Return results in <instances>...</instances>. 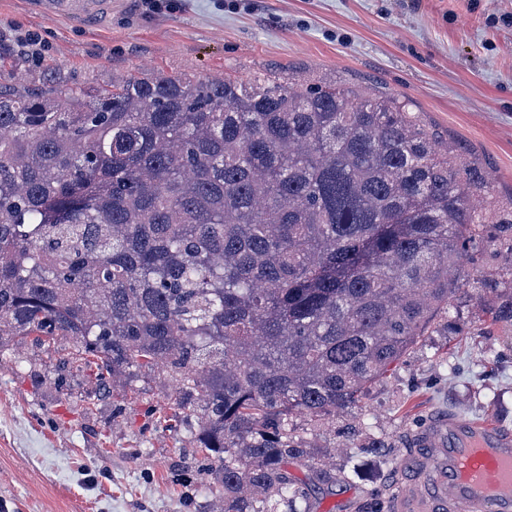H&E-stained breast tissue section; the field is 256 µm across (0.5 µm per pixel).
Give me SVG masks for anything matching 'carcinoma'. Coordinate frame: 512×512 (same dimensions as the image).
Wrapping results in <instances>:
<instances>
[{
    "instance_id": "1",
    "label": "carcinoma",
    "mask_w": 512,
    "mask_h": 512,
    "mask_svg": "<svg viewBox=\"0 0 512 512\" xmlns=\"http://www.w3.org/2000/svg\"><path fill=\"white\" fill-rule=\"evenodd\" d=\"M476 273L512 323V193L402 99L271 76L0 85V350L69 337L104 391L165 370L212 512H310L288 417L356 404L442 316L458 333Z\"/></svg>"
}]
</instances>
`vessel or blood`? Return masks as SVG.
Instances as JSON below:
<instances>
[{
  "label": "vessel or blood",
  "mask_w": 512,
  "mask_h": 512,
  "mask_svg": "<svg viewBox=\"0 0 512 512\" xmlns=\"http://www.w3.org/2000/svg\"><path fill=\"white\" fill-rule=\"evenodd\" d=\"M52 16L106 18L112 0H40ZM408 486L389 498L391 512H512V431L456 412L420 426L397 462Z\"/></svg>",
  "instance_id": "obj_1"
}]
</instances>
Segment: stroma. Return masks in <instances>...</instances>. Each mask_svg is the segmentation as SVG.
Segmentation results:
<instances>
[{
  "label": "stroma",
  "instance_id": "35a3bbf8",
  "mask_svg": "<svg viewBox=\"0 0 512 512\" xmlns=\"http://www.w3.org/2000/svg\"><path fill=\"white\" fill-rule=\"evenodd\" d=\"M19 30L42 39L41 59L15 47ZM170 74L328 77L395 95L512 192V0H128L108 23L0 0V84L56 93ZM489 298L467 288L463 332L433 325L356 406L317 425L291 417L334 474L292 467L310 512H389L408 435L436 412L512 428V325L492 321ZM71 347L17 338L0 354V512H210V461L164 422L177 399L166 375L104 392L92 370L65 366Z\"/></svg>",
  "mask_w": 512,
  "mask_h": 512
}]
</instances>
